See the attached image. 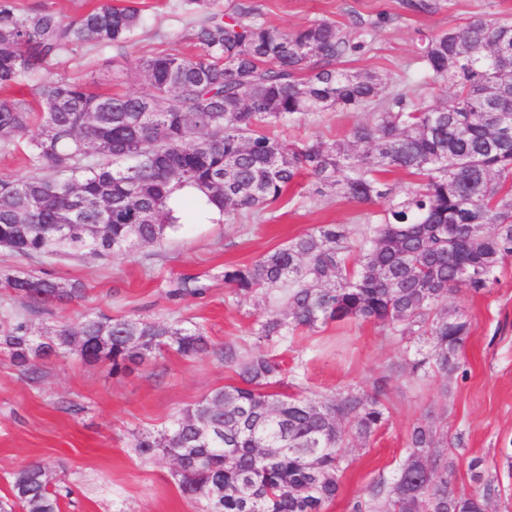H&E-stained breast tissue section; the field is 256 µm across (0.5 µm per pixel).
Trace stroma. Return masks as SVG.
Wrapping results in <instances>:
<instances>
[{"mask_svg": "<svg viewBox=\"0 0 512 512\" xmlns=\"http://www.w3.org/2000/svg\"><path fill=\"white\" fill-rule=\"evenodd\" d=\"M112 2L140 9L145 19L134 46L137 54L185 49L190 18L177 0ZM254 2L264 20L281 29L316 19L345 23L355 13L380 21L373 50L352 66L393 77L414 71L420 32L463 24L486 9L512 19V0H438L439 8L431 14L408 9L405 0ZM113 55L112 47L103 46L52 59L24 81L23 91L34 95L45 77L89 83L97 92L143 90V81L134 77L114 82ZM367 210V205L334 194L310 197L304 184L290 189L286 202L260 223L205 217L187 199L179 208V226L159 245H138L109 259L78 254L39 262L2 247L0 275L25 272L82 285V298L29 318L36 337L99 315L178 320L203 327L214 345L232 342L245 355L278 357L291 392L307 398L321 400L347 389L369 393L376 380L387 378L389 421L368 440L344 445L348 468L342 489L324 512H351L352 502L369 483L393 479L408 453L411 429L425 420L441 422L448 433L459 491L476 490L471 463L481 460L483 469L497 472L500 481L489 512H512V472L502 465L503 454L512 450V261L493 287L478 292L464 288L449 296V306L467 316L472 330L459 370L446 377L412 376L409 343L371 322L330 323L271 347L260 344L254 337L257 321L279 306L278 292L244 300L224 283V268L252 263L321 224L347 225L353 239L362 240L368 226L360 215ZM183 274L205 280V293L169 297L170 280ZM39 368L38 377L28 378L0 352V499L9 498L16 470L40 461L53 482L71 490L62 512H200V503L182 493L169 457L145 458L136 442L143 434L160 433L180 411L214 390L236 383L232 367L211 354L186 359L168 351L121 375L75 356L47 358Z\"/></svg>", "mask_w": 512, "mask_h": 512, "instance_id": "obj_1", "label": "stroma"}]
</instances>
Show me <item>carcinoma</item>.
<instances>
[{"mask_svg":"<svg viewBox=\"0 0 512 512\" xmlns=\"http://www.w3.org/2000/svg\"><path fill=\"white\" fill-rule=\"evenodd\" d=\"M180 0L198 16L184 34L196 47L132 56L140 12L104 0L66 21L50 9L21 12L0 0V149L26 139L37 173L0 177V246L27 259L84 252L99 258L158 245L176 229L178 198L194 192L234 221H262L301 173L310 194L334 192L380 210L361 215L369 237L322 224L248 265L224 269L239 298L281 290L284 308L258 321V342L329 323H379L425 340L409 362L418 376L459 368L471 323L448 306L462 288L498 282L512 259V22L477 13L462 26L421 34L423 75L453 88L451 104L417 103L425 84L343 64L373 49L380 22L317 19L296 29L268 25L251 0ZM116 48L115 78L144 77L146 89L97 93L46 78L35 102L7 93L48 60L95 46ZM365 112L334 140H286L277 129L321 112ZM403 170L417 183L399 197L382 174ZM0 286L27 312L45 314L82 294L76 283L3 274ZM194 276L169 283L173 298L199 296ZM213 348L200 327L145 317H87L34 339L28 321L0 333V349L32 377L35 360L78 355L114 374L173 350L187 358ZM215 354L235 368L227 385L183 410L144 455L201 456L182 465L183 494L202 512H324L346 470L345 431L368 439L387 421L382 397L346 391L318 403L271 387L276 358L243 355L232 342ZM438 426L415 425L394 480L368 486L352 512H487L495 476L472 465L480 494L457 491ZM32 462L11 484L0 512H61L70 494Z\"/></svg>","mask_w":512,"mask_h":512,"instance_id":"carcinoma-1","label":"carcinoma"}]
</instances>
